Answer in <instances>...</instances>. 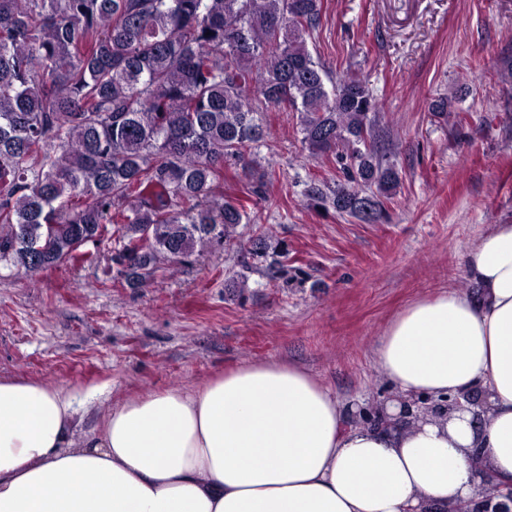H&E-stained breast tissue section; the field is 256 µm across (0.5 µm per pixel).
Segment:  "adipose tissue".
Returning <instances> with one entry per match:
<instances>
[{
    "label": "adipose tissue",
    "mask_w": 512,
    "mask_h": 512,
    "mask_svg": "<svg viewBox=\"0 0 512 512\" xmlns=\"http://www.w3.org/2000/svg\"><path fill=\"white\" fill-rule=\"evenodd\" d=\"M479 293L417 300L385 328L400 400L482 387L488 406L349 426L335 392L250 362L133 396L78 432L79 389L0 379V512H448L512 482V224L464 255Z\"/></svg>",
    "instance_id": "obj_1"
}]
</instances>
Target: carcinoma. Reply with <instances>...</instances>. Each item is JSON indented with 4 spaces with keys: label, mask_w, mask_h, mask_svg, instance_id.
Returning <instances> with one entry per match:
<instances>
[{
    "label": "carcinoma",
    "mask_w": 512,
    "mask_h": 512,
    "mask_svg": "<svg viewBox=\"0 0 512 512\" xmlns=\"http://www.w3.org/2000/svg\"><path fill=\"white\" fill-rule=\"evenodd\" d=\"M320 19V0H0V268L84 262L114 236L120 280L144 288L231 245L249 214L224 166L263 194L252 156L273 110L299 113L343 175L308 184L307 208L384 218L400 172L374 142L379 104L314 60ZM277 248L267 231L250 253Z\"/></svg>",
    "instance_id": "carcinoma-1"
}]
</instances>
